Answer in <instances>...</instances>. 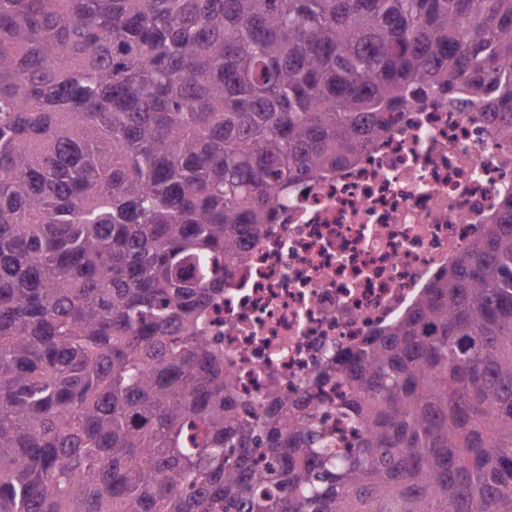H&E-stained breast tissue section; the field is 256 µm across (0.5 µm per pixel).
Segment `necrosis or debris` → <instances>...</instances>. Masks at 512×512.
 <instances>
[{
  "label": "necrosis or debris",
  "instance_id": "necrosis-or-debris-1",
  "mask_svg": "<svg viewBox=\"0 0 512 512\" xmlns=\"http://www.w3.org/2000/svg\"><path fill=\"white\" fill-rule=\"evenodd\" d=\"M494 127L478 106L430 99L289 193L210 313L240 393L301 391L325 358L410 311L512 195V145Z\"/></svg>",
  "mask_w": 512,
  "mask_h": 512
}]
</instances>
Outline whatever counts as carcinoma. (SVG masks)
Listing matches in <instances>:
<instances>
[{"label": "carcinoma", "mask_w": 512, "mask_h": 512, "mask_svg": "<svg viewBox=\"0 0 512 512\" xmlns=\"http://www.w3.org/2000/svg\"><path fill=\"white\" fill-rule=\"evenodd\" d=\"M460 85L512 143V0H0V512H512V196L297 395L206 331L288 190Z\"/></svg>", "instance_id": "cac0c4a2"}]
</instances>
